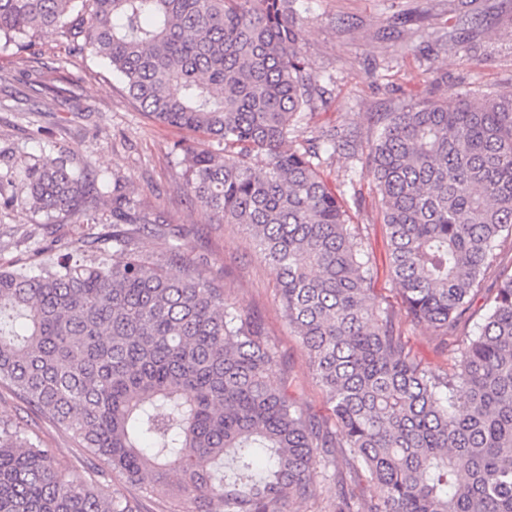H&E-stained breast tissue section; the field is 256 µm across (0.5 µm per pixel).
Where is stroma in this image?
<instances>
[{
  "label": "stroma",
  "mask_w": 512,
  "mask_h": 512,
  "mask_svg": "<svg viewBox=\"0 0 512 512\" xmlns=\"http://www.w3.org/2000/svg\"><path fill=\"white\" fill-rule=\"evenodd\" d=\"M298 24L302 52L328 91L327 107L300 125L302 144L329 129L355 131L365 142L376 113L461 88H512V0H303ZM47 85L65 89L66 102L46 97ZM189 139L204 141L155 123L109 68L67 38H42L30 53L0 49V158L15 161L58 148L73 165L88 163L118 178L141 209L182 231L188 257L223 286L225 300L260 320L267 342L288 356L284 379L298 404L327 418L308 356L278 300L276 270L243 227L212 220L182 188L185 164L176 145ZM356 188L361 199L350 203L349 219L373 271V287L386 306L400 310L371 175L357 179ZM93 207L97 223L81 226L19 205L0 209V267L29 272L74 255L78 239L112 229L111 199L95 200ZM504 272H512V238L498 247L457 335L482 323L485 300ZM402 330L424 365L439 373L452 368L451 354L441 352L432 329L406 321ZM0 419L20 422L67 479L95 485L106 496L133 495L119 477L98 476L68 434L32 413L2 381ZM355 473L347 458L337 456L335 470L317 477L311 495L284 512H331L330 486Z\"/></svg>",
  "instance_id": "1"
}]
</instances>
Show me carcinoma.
<instances>
[{"label":"carcinoma","mask_w":512,"mask_h":512,"mask_svg":"<svg viewBox=\"0 0 512 512\" xmlns=\"http://www.w3.org/2000/svg\"><path fill=\"white\" fill-rule=\"evenodd\" d=\"M298 0H0V48L38 36L82 43L185 142V187L211 217L252 235L326 397L322 422L278 379L285 356L224 289L183 260L180 236L142 214L111 175L58 156L0 171V206L23 177L31 209L93 219L112 198V263L0 269V380L67 432L136 497L74 484L18 423L0 421V512H142L183 498L204 512H282L345 449L372 488L336 481L333 512H512V273L482 324L454 335L494 250L512 237V91L463 92L376 114L362 145L336 130L309 146L299 125L326 105L302 50ZM365 159L379 195L405 318L451 346V373L410 353L371 286L343 190L321 153ZM168 241L143 256L139 234ZM178 479L170 480L171 474Z\"/></svg>","instance_id":"cac0c4a2"}]
</instances>
